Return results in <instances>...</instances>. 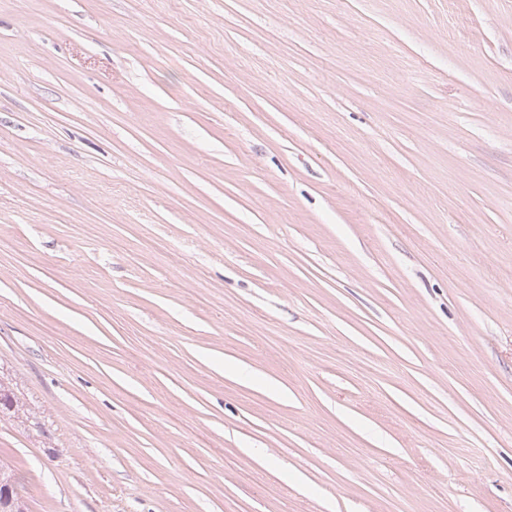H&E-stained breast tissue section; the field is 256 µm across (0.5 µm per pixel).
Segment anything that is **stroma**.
Instances as JSON below:
<instances>
[{
    "mask_svg": "<svg viewBox=\"0 0 512 512\" xmlns=\"http://www.w3.org/2000/svg\"><path fill=\"white\" fill-rule=\"evenodd\" d=\"M0 382L30 512H512V0H0Z\"/></svg>",
    "mask_w": 512,
    "mask_h": 512,
    "instance_id": "stroma-1",
    "label": "stroma"
}]
</instances>
